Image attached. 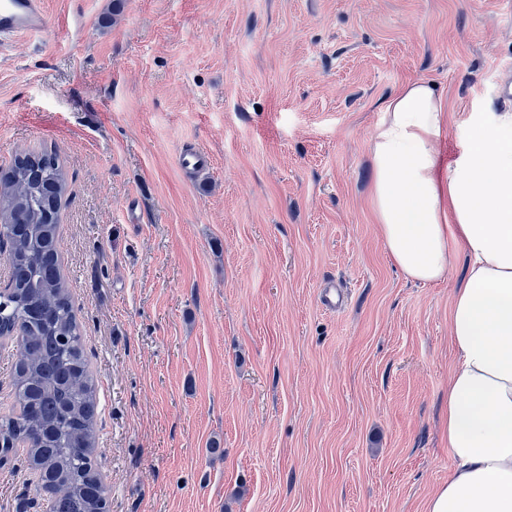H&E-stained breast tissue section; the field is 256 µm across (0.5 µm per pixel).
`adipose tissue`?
I'll return each mask as SVG.
<instances>
[{
  "label": "adipose tissue",
  "instance_id": "1",
  "mask_svg": "<svg viewBox=\"0 0 512 512\" xmlns=\"http://www.w3.org/2000/svg\"><path fill=\"white\" fill-rule=\"evenodd\" d=\"M441 94L405 85L371 140L372 204L386 251L419 282L468 260L449 334L448 481L427 512H512V113L473 112L456 159L441 166Z\"/></svg>",
  "mask_w": 512,
  "mask_h": 512
}]
</instances>
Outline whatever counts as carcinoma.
I'll list each match as a JSON object with an SVG mask.
<instances>
[{"label": "carcinoma", "mask_w": 512, "mask_h": 512, "mask_svg": "<svg viewBox=\"0 0 512 512\" xmlns=\"http://www.w3.org/2000/svg\"><path fill=\"white\" fill-rule=\"evenodd\" d=\"M66 190L59 158L48 152L20 153L0 174V244L11 268L0 337L18 332L21 346L14 403L0 419V456L26 448L41 486H51L49 512H104L93 465L96 388L55 252Z\"/></svg>", "instance_id": "cac0c4a2"}]
</instances>
